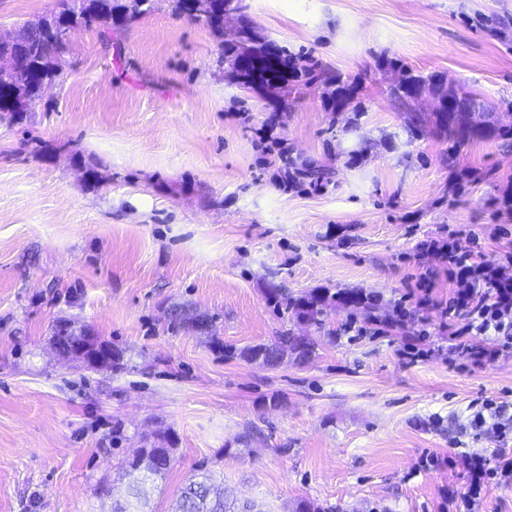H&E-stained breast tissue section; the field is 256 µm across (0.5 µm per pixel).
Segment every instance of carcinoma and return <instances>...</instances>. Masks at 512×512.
Listing matches in <instances>:
<instances>
[{
    "instance_id": "carcinoma-1",
    "label": "carcinoma",
    "mask_w": 512,
    "mask_h": 512,
    "mask_svg": "<svg viewBox=\"0 0 512 512\" xmlns=\"http://www.w3.org/2000/svg\"><path fill=\"white\" fill-rule=\"evenodd\" d=\"M154 8L153 0H82V8L75 12L69 0H59V10L36 25L20 28L9 40H0V58L11 56L16 65L8 70L0 69V117L12 124H19L28 118L27 110L9 105V96L14 94L19 99L41 100L64 74V52L49 44L54 39L64 44L68 31L76 26L95 28L104 45L111 43L108 29L103 24L110 19L120 18L127 21L139 15L149 13ZM472 22L494 35L509 25L505 18L478 15ZM267 40L262 38L250 24H244L238 41L224 44V65L228 76L238 81L237 62L242 58L259 60ZM381 68L399 72V82L390 88V96L406 113L404 130L408 137L415 139L433 130L448 137L450 150L457 146L485 139L493 134L507 139L512 138L511 127L490 126L478 130V120L473 118L478 99L467 93L462 96L454 94V87L448 85L447 79L439 74L422 75L406 67L400 60L386 58ZM268 73L262 87L265 93L286 92L299 85H308L323 79L329 89L327 105L332 112H361L362 106L353 105L357 94V84L340 73L318 69L312 60L298 56L287 48H281L278 68L263 67ZM436 100L432 116L427 118L415 108V102L424 95ZM288 169L297 173L301 179L319 181L325 173L315 167L288 159ZM268 303L282 314H291L298 321L309 323L322 330L330 310L338 307L355 312L368 313L374 309L376 298L371 293L355 291H334L330 288H317L308 293L293 295L286 289L271 284L267 289ZM193 329L210 335L212 342H218L212 335L214 319H187L183 309L173 305L168 309V330L177 332ZM317 343L311 336H297L290 330H282L268 343L246 346L241 349L226 348L224 356L239 358L248 362L262 361L270 366H278L284 354L293 356L298 364H306L316 357ZM173 448H144L129 462L127 475L132 482L138 483L145 478L165 476L172 463ZM173 512H252L251 507H238L227 502L220 488L213 482V476L204 474L199 479H191L184 486Z\"/></svg>"
}]
</instances>
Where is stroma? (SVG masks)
<instances>
[{
	"label": "stroma",
	"instance_id": "1",
	"mask_svg": "<svg viewBox=\"0 0 512 512\" xmlns=\"http://www.w3.org/2000/svg\"><path fill=\"white\" fill-rule=\"evenodd\" d=\"M223 34L155 0L117 26L69 34L68 64L28 120L0 123V512H173L209 470L228 500L257 512H460L469 456L512 448L471 406L512 405V349L472 366L439 310L404 296L421 274L432 296L448 273L418 246L441 232L512 251V140L409 139L381 57L448 77L512 125V27L497 38L474 13L512 18V0H245ZM58 0H0V35L57 11ZM265 39L357 81L364 108L348 128L321 82L279 114L224 74L240 20ZM121 58H114V48ZM362 145L363 157L348 153ZM331 171L322 187L283 188V156ZM96 166L102 185L83 173ZM379 295L376 332L330 311L319 331L273 311L267 283ZM217 316L224 346L312 336L317 357L267 367L225 358L206 337L168 329L167 310ZM354 330H346L348 321ZM60 322L122 349L125 370L60 357ZM428 357L409 362L405 346ZM278 406H271L272 398ZM258 435L242 442L246 427ZM173 441L165 479L131 493L126 464ZM457 499L446 503L443 489Z\"/></svg>",
	"mask_w": 512,
	"mask_h": 512
}]
</instances>
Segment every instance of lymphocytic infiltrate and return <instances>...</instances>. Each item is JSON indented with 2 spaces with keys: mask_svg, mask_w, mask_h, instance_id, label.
Instances as JSON below:
<instances>
[{
  "mask_svg": "<svg viewBox=\"0 0 512 512\" xmlns=\"http://www.w3.org/2000/svg\"><path fill=\"white\" fill-rule=\"evenodd\" d=\"M422 251L446 265L454 285L440 309L443 327L450 330L457 350L483 367L512 348V252L492 261L481 250L462 247L453 233L430 240ZM472 336L491 337L493 344L470 346ZM493 480L512 483V448L499 449L491 461L480 456L469 459L468 494L462 500L465 512H476L484 488Z\"/></svg>",
  "mask_w": 512,
  "mask_h": 512,
  "instance_id": "f902f5d3",
  "label": "lymphocytic infiltrate"
}]
</instances>
